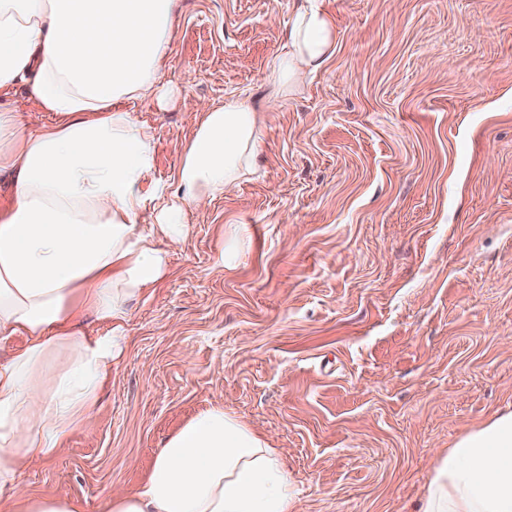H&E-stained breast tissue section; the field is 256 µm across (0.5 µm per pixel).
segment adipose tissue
I'll return each mask as SVG.
<instances>
[{
  "mask_svg": "<svg viewBox=\"0 0 512 512\" xmlns=\"http://www.w3.org/2000/svg\"><path fill=\"white\" fill-rule=\"evenodd\" d=\"M180 0H0V501L8 512H83L18 481L88 421L123 352L133 300L180 248L188 214L254 173L261 114L299 91L336 48L323 0H299L261 100L197 109L172 182L155 179L153 126L135 103L164 100ZM26 82L53 121L29 128L9 98ZM105 323L89 336L87 318ZM266 437L213 406L160 448L133 492L101 512H294ZM419 512H512V412L436 452Z\"/></svg>",
  "mask_w": 512,
  "mask_h": 512,
  "instance_id": "1",
  "label": "adipose tissue"
}]
</instances>
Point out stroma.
Instances as JSON below:
<instances>
[{
  "instance_id": "35a3bbf8",
  "label": "stroma",
  "mask_w": 512,
  "mask_h": 512,
  "mask_svg": "<svg viewBox=\"0 0 512 512\" xmlns=\"http://www.w3.org/2000/svg\"><path fill=\"white\" fill-rule=\"evenodd\" d=\"M297 0H181L133 116L172 179L199 102L262 96ZM336 51L264 115L260 167L188 215L90 421L19 481L101 512L213 406L295 512H410L429 459L512 412V0H324ZM248 228L231 245L232 225Z\"/></svg>"
}]
</instances>
